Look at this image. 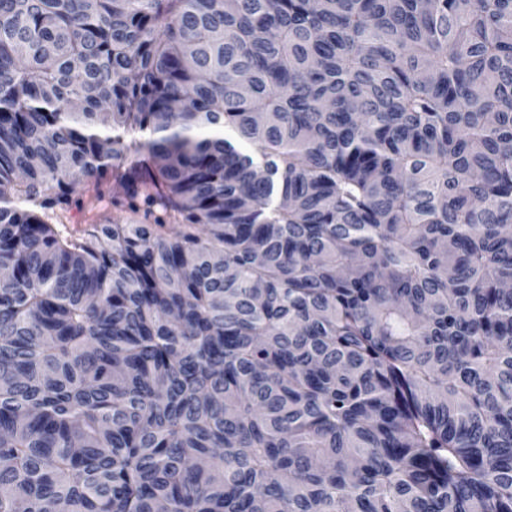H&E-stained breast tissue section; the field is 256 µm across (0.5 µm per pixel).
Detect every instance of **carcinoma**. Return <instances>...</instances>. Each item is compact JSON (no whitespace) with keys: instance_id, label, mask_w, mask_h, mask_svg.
Listing matches in <instances>:
<instances>
[{"instance_id":"carcinoma-1","label":"carcinoma","mask_w":512,"mask_h":512,"mask_svg":"<svg viewBox=\"0 0 512 512\" xmlns=\"http://www.w3.org/2000/svg\"><path fill=\"white\" fill-rule=\"evenodd\" d=\"M50 507L512 512V0H0V512Z\"/></svg>"}]
</instances>
